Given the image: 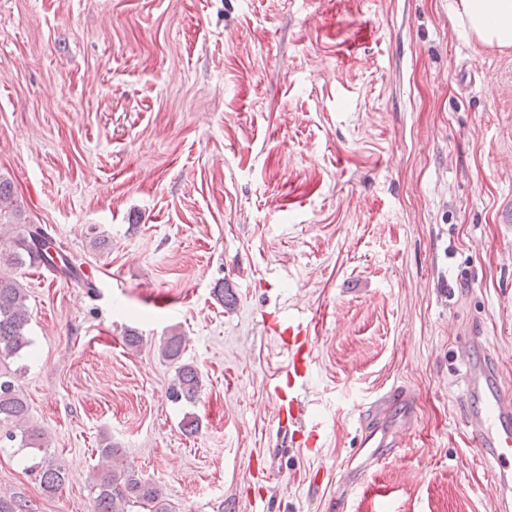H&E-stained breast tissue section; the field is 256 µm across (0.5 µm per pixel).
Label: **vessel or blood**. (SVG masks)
I'll return each mask as SVG.
<instances>
[{
    "label": "vessel or blood",
    "mask_w": 512,
    "mask_h": 512,
    "mask_svg": "<svg viewBox=\"0 0 512 512\" xmlns=\"http://www.w3.org/2000/svg\"><path fill=\"white\" fill-rule=\"evenodd\" d=\"M289 354L287 370L275 378L272 389L279 403L280 415L296 422L299 414V388L309 377L313 365V344L308 330L300 321H289L279 327ZM488 349L478 341L464 345L456 360L464 370L461 399L466 407L465 424L471 444L488 466L499 489V512H512V380L507 379L491 363ZM373 410L359 416L362 439L357 458L374 462L375 447L402 449L409 433L406 425L391 432L388 439H378Z\"/></svg>",
    "instance_id": "vessel-or-blood-1"
}]
</instances>
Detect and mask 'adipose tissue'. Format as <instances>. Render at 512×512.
<instances>
[{"label":"adipose tissue","mask_w":512,"mask_h":512,"mask_svg":"<svg viewBox=\"0 0 512 512\" xmlns=\"http://www.w3.org/2000/svg\"><path fill=\"white\" fill-rule=\"evenodd\" d=\"M456 13L480 42L512 47V0H457Z\"/></svg>","instance_id":"ef3b65f1"}]
</instances>
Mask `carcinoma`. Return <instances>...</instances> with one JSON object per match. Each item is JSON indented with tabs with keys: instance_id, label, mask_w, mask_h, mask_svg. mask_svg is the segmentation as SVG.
<instances>
[{
	"instance_id": "cac0c4a2",
	"label": "carcinoma",
	"mask_w": 512,
	"mask_h": 512,
	"mask_svg": "<svg viewBox=\"0 0 512 512\" xmlns=\"http://www.w3.org/2000/svg\"><path fill=\"white\" fill-rule=\"evenodd\" d=\"M21 212L15 204L9 182L0 180V224L20 223ZM45 231L28 224L12 236L0 248V358L15 357L31 344L27 335L29 322L26 292L12 270L25 266L43 265L63 277L78 274L73 262L62 252L52 256L49 250L37 246L39 236ZM183 338L178 333L167 337L161 354L168 360H177L182 351ZM201 388L197 369L190 364L177 367L171 387V398L190 402ZM28 406L20 394L16 373L0 367V442L30 450V471L36 474L42 492L53 495L68 478L61 465L47 456L49 440L41 429L28 427L25 419ZM102 467L97 470L93 488L95 490L94 512H125V506L140 504L150 507V512H171L161 496L160 489L143 479L130 467L117 466L122 449L112 442L100 448Z\"/></svg>"
}]
</instances>
